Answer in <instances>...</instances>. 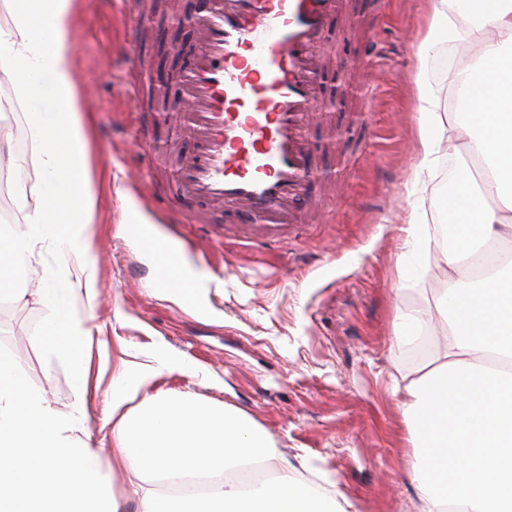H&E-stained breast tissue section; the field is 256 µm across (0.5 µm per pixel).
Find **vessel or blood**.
Masks as SVG:
<instances>
[{
  "instance_id": "obj_1",
  "label": "vessel or blood",
  "mask_w": 512,
  "mask_h": 512,
  "mask_svg": "<svg viewBox=\"0 0 512 512\" xmlns=\"http://www.w3.org/2000/svg\"><path fill=\"white\" fill-rule=\"evenodd\" d=\"M340 0H201L177 75L187 131L174 199L224 213L225 234L283 242L312 214L310 103Z\"/></svg>"
}]
</instances>
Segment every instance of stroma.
<instances>
[{"mask_svg": "<svg viewBox=\"0 0 512 512\" xmlns=\"http://www.w3.org/2000/svg\"><path fill=\"white\" fill-rule=\"evenodd\" d=\"M195 2L140 0L147 21L144 35L134 36L123 0H78L77 76L93 123L96 199L94 244L83 261L96 268L89 325L108 353L102 387L87 396L92 441L112 445L103 388L121 359L161 343L199 369L193 378L167 376L165 388L234 408L272 435L279 457L264 464L265 475L284 464L308 466L354 499L360 512H417L408 479L411 450L392 387L426 364L395 345L396 313L433 306L446 279L437 258L421 273L400 258V228L415 201L413 74L428 22L426 0H386L381 7L376 0H344L321 48L318 86L328 93L333 76L346 95L336 108L317 113L315 124L331 147L315 153L314 166L345 171L347 179L314 183L312 197L327 205L288 243L251 246L225 237L223 225L183 222L182 202L158 206L159 185H174L177 177L169 161L159 160L154 181L139 168L157 142L179 137L174 118L149 111L147 91L174 33L169 19L193 12ZM352 16L358 26H349ZM131 47L139 59L134 70L126 56ZM445 49L441 43L430 52L427 70L441 112L451 113V75L471 65L477 51L464 44L445 64L439 59ZM125 200L200 276L216 280L206 297L208 315L157 287L151 258L124 231ZM61 268L59 254L45 251L18 282L27 291L23 300L0 295L11 319L0 352L58 407L73 399V373L65 361L45 363L36 333L51 316L37 291Z\"/></svg>", "mask_w": 512, "mask_h": 512, "instance_id": "stroma-1", "label": "stroma"}]
</instances>
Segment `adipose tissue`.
Segmentation results:
<instances>
[{
  "mask_svg": "<svg viewBox=\"0 0 512 512\" xmlns=\"http://www.w3.org/2000/svg\"><path fill=\"white\" fill-rule=\"evenodd\" d=\"M76 0H0V78L26 115L32 153L0 137L10 167L32 161L37 188L17 205L23 229L0 226V293L36 252L76 254L93 247L95 200L87 190L90 119L79 97L71 38ZM428 29L417 48L414 83L420 126L413 186L424 183L442 150H466L482 162V186L456 175L448 221L429 225L424 207L404 229L405 254L435 245L448 269L433 308L396 315V341L410 344L431 324L443 342L430 368L395 385L413 450L409 480L419 512H512V0H429ZM489 45L495 70L474 63L450 85L464 118L442 121L426 72L440 39ZM8 166V167H9ZM492 204H485V197ZM96 273L60 272L43 293L53 311L40 330L46 356L67 361L72 402L52 406L0 355V512H358L341 491L319 492L301 475L245 480L259 462L276 459L273 438L246 415L190 393L159 388L168 374L196 369L166 347L132 354L106 391L109 451L92 447L86 397L96 342L85 317L69 311L72 295L96 297ZM125 472L123 488L113 471Z\"/></svg>",
  "mask_w": 512,
  "mask_h": 512,
  "instance_id": "obj_1",
  "label": "adipose tissue"
}]
</instances>
